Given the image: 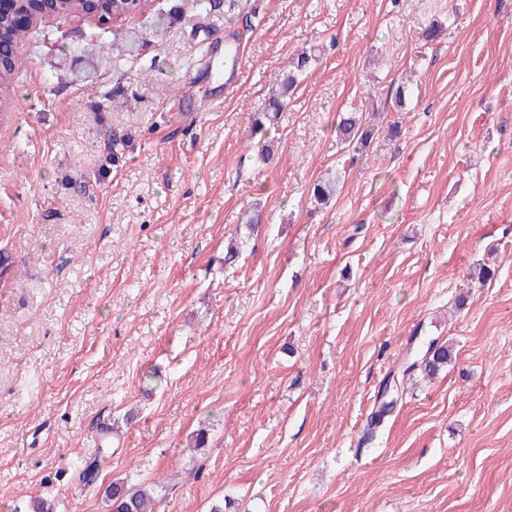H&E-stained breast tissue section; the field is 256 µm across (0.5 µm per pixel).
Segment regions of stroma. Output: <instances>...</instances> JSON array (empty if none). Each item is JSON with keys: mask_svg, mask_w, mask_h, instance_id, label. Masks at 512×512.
I'll return each instance as SVG.
<instances>
[{"mask_svg": "<svg viewBox=\"0 0 512 512\" xmlns=\"http://www.w3.org/2000/svg\"><path fill=\"white\" fill-rule=\"evenodd\" d=\"M143 29L38 22L0 110V512H109L122 480L157 512H512V0H254ZM212 42L241 48L220 101ZM312 45L263 163L251 122ZM351 111L402 134L343 148ZM418 336L450 346L435 377L402 373ZM339 184L340 176L336 172L327 173L313 184L310 202L315 209L328 204L336 196Z\"/></svg>", "mask_w": 512, "mask_h": 512, "instance_id": "35a3bbf8", "label": "stroma"}]
</instances>
